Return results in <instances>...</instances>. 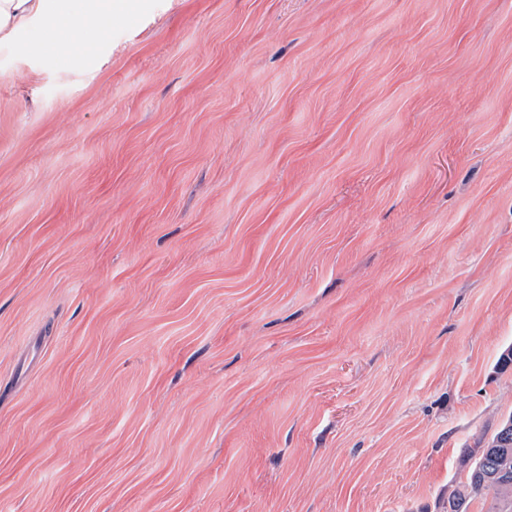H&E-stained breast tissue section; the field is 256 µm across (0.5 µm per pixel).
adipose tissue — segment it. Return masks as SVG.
Wrapping results in <instances>:
<instances>
[{
    "label": "adipose tissue",
    "instance_id": "adipose-tissue-1",
    "mask_svg": "<svg viewBox=\"0 0 512 512\" xmlns=\"http://www.w3.org/2000/svg\"><path fill=\"white\" fill-rule=\"evenodd\" d=\"M143 7L142 0H0V47L22 55L40 47L69 61L82 45L91 67L100 51L94 35L115 20H139Z\"/></svg>",
    "mask_w": 512,
    "mask_h": 512
}]
</instances>
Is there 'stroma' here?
<instances>
[{"label": "stroma", "mask_w": 512, "mask_h": 512, "mask_svg": "<svg viewBox=\"0 0 512 512\" xmlns=\"http://www.w3.org/2000/svg\"><path fill=\"white\" fill-rule=\"evenodd\" d=\"M0 48V512H443L512 415V0H151Z\"/></svg>", "instance_id": "stroma-1"}]
</instances>
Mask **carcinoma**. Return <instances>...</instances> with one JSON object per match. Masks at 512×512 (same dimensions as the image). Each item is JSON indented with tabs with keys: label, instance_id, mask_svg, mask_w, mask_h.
<instances>
[{
	"label": "carcinoma",
	"instance_id": "obj_1",
	"mask_svg": "<svg viewBox=\"0 0 512 512\" xmlns=\"http://www.w3.org/2000/svg\"><path fill=\"white\" fill-rule=\"evenodd\" d=\"M466 480L448 495L446 512H470L478 496L490 497L486 512H512V416L483 448H468Z\"/></svg>",
	"mask_w": 512,
	"mask_h": 512
}]
</instances>
